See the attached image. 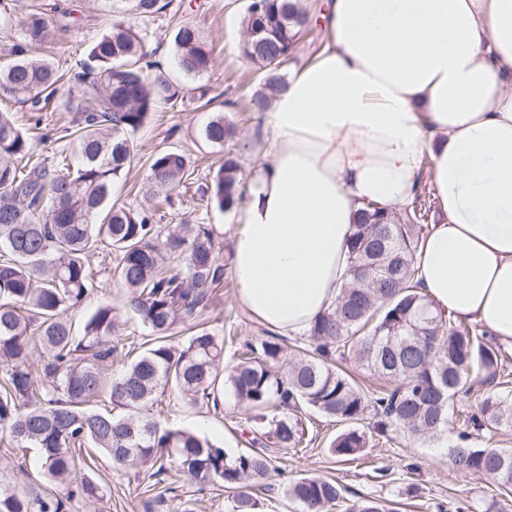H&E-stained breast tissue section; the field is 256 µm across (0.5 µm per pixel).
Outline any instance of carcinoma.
<instances>
[{
  "mask_svg": "<svg viewBox=\"0 0 512 512\" xmlns=\"http://www.w3.org/2000/svg\"><path fill=\"white\" fill-rule=\"evenodd\" d=\"M120 13L150 18L167 0H110ZM306 9L294 0H249L242 19V55L262 73V88L250 100L255 113L268 111L285 87L281 64L310 31ZM54 26L38 9L24 12L18 40L0 67V93L36 108L66 81H75L76 123L41 129L20 127L0 112V427L8 444L34 448L40 478L24 466L0 473V512H79L101 487L81 473L80 450L107 456L123 469H144L148 478L169 470L202 492L218 484L230 512H259L257 489L267 488L278 460L300 447L305 430L298 414L309 409L344 425L328 445L342 462L363 455L374 437L402 431L416 441H438L454 422L455 398L473 391L471 377L496 384L499 392L477 395L466 411L473 432L460 433L448 458L464 475L493 479L512 489V448L479 443L512 429V389L501 348L484 330L433 312L418 291L417 254L423 240L422 194L401 214H383L367 203L353 225L350 279L336 307L311 327L304 352L287 356L286 338L264 332L224 361V337L199 321L212 293L224 282L225 264L212 227L154 222L153 210L112 204V186L134 160L133 136L152 112L183 93L162 66L149 60L146 43L120 20L100 37L77 71L66 74L30 46L47 41ZM177 70L204 74L211 52L202 29L178 23L173 36ZM237 125L217 113L200 136L215 147L234 142ZM186 154L178 148L154 152L149 160L153 199L171 202L188 177ZM240 166L224 153L214 199L230 211L244 199ZM104 243L116 255L115 273L126 289L124 307L150 331L143 343L121 332V309L98 307L77 337L68 312L93 294L90 253ZM194 324L186 343H170L177 322ZM38 361H32L33 354ZM385 382L372 390L335 359ZM122 365L112 376V365ZM187 406L218 409L234 400L250 437L235 456L191 430L144 410L166 390ZM107 398L112 410L97 409ZM372 416L371 432L360 428ZM66 486L59 495L55 486ZM167 491L177 512H197L193 494ZM335 480L305 475L288 483L298 512H391L377 499H348Z\"/></svg>",
  "mask_w": 512,
  "mask_h": 512,
  "instance_id": "1",
  "label": "carcinoma"
}]
</instances>
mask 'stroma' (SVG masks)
Here are the masks:
<instances>
[{
    "label": "stroma",
    "instance_id": "1",
    "mask_svg": "<svg viewBox=\"0 0 512 512\" xmlns=\"http://www.w3.org/2000/svg\"><path fill=\"white\" fill-rule=\"evenodd\" d=\"M25 5H39L53 18L62 10H72L74 23L68 30L56 31L52 41L38 47V56L60 66L71 68L83 60L89 46L117 21L103 0H24ZM248 0H172L167 12L139 21L156 58L165 69L173 67V25L181 17H189L205 32L212 62L206 73L196 78H182L183 94L175 104L162 106L134 135L135 161L125 175L114 183L112 198L118 203H143L148 188V159L165 147L183 150L189 160L192 176L173 198V204L156 215L158 223L176 225L184 222L212 225L222 248L224 260L232 258L233 225L227 212L208 202L207 191L224 154L220 148L203 141L198 132L212 115L221 112L239 127L233 151L243 172H250L262 160L259 135L262 124L258 114L250 112L249 102L259 89L261 74L245 59L239 49L242 40L241 21ZM209 89L215 100L202 107L201 89ZM90 261L97 271V287L86 303L87 309L110 303L121 305L124 290L114 274L115 254L106 249L94 250ZM208 328L216 335H233L245 340L263 332L241 306L232 278H225L215 289L205 313ZM161 408L170 423L194 430L234 454L246 448V437L239 424V412L233 402H226L221 413L184 405L172 392H165ZM309 443L283 455L278 473L268 481L263 494L262 512H292L284 493L287 481L307 473L334 478L345 487L348 498L368 496L398 502L401 512H435L440 501H460L472 512H485L492 500L504 499L505 493L492 479L458 473L448 460V447L457 433L466 431L464 420H457L454 433L443 439L422 444L406 434L392 433L390 440L371 442L361 464L338 461L327 448L329 440L340 431L339 425L316 413L302 418ZM386 470L384 478L372 476L373 468ZM83 471L106 485L102 498L81 508L80 512H149L150 498L144 488L145 474L114 471L101 454L86 459ZM416 485L415 496H408L409 485Z\"/></svg>",
    "mask_w": 512,
    "mask_h": 512
}]
</instances>
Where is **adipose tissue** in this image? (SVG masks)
Segmentation results:
<instances>
[{"instance_id": "adipose-tissue-1", "label": "adipose tissue", "mask_w": 512, "mask_h": 512, "mask_svg": "<svg viewBox=\"0 0 512 512\" xmlns=\"http://www.w3.org/2000/svg\"><path fill=\"white\" fill-rule=\"evenodd\" d=\"M324 45L265 112L231 274L261 326L306 336L348 279L360 209L422 168L443 218L417 255L433 309L512 347V0H323Z\"/></svg>"}]
</instances>
